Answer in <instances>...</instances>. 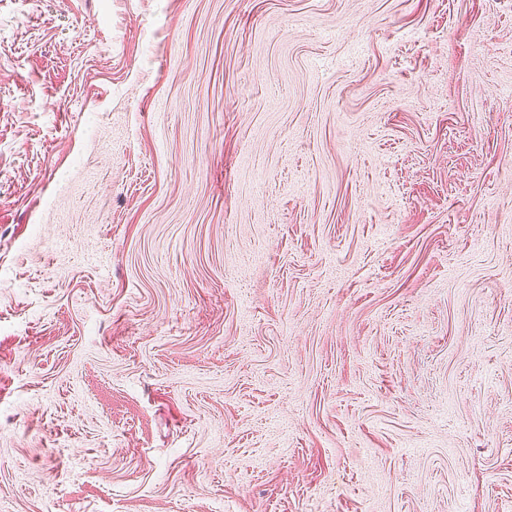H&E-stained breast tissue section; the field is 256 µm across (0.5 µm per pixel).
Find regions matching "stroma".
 Returning <instances> with one entry per match:
<instances>
[{
    "label": "stroma",
    "instance_id": "1",
    "mask_svg": "<svg viewBox=\"0 0 512 512\" xmlns=\"http://www.w3.org/2000/svg\"><path fill=\"white\" fill-rule=\"evenodd\" d=\"M0 512H512V0H0Z\"/></svg>",
    "mask_w": 512,
    "mask_h": 512
}]
</instances>
